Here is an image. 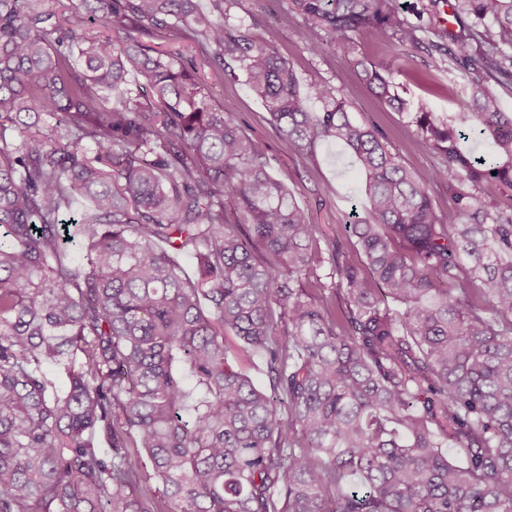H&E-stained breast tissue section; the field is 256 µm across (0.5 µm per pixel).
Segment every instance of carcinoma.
<instances>
[{"label":"carcinoma","instance_id":"1","mask_svg":"<svg viewBox=\"0 0 512 512\" xmlns=\"http://www.w3.org/2000/svg\"><path fill=\"white\" fill-rule=\"evenodd\" d=\"M449 6L434 64L460 71L468 128L356 62L442 155L439 213L334 86L309 109L224 0H0V512H512V0ZM289 8L314 49L421 41L400 0ZM199 59L239 64L285 148L353 154L370 204L341 225L353 250L213 103ZM228 332L270 390L229 361Z\"/></svg>","mask_w":512,"mask_h":512}]
</instances>
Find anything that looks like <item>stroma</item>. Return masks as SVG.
Instances as JSON below:
<instances>
[{
    "label": "stroma",
    "instance_id": "35a3bbf8",
    "mask_svg": "<svg viewBox=\"0 0 512 512\" xmlns=\"http://www.w3.org/2000/svg\"><path fill=\"white\" fill-rule=\"evenodd\" d=\"M227 17L251 38L275 45L294 64L304 87L321 82L335 86L352 116L380 127L400 161L418 181L429 185L437 209L447 208V186L432 181L434 170L443 162L440 154L408 126L405 114L372 93L354 64L334 46L312 49L303 37L306 23L290 12L288 0H229ZM357 42L369 61L390 69L399 95L412 104L439 116L466 111L465 95L450 82L447 68L434 66L428 42L404 45L380 40L373 32L360 34ZM199 77L210 88L214 103L250 137L266 145L275 176L307 209L312 223L320 225L328 237L338 238L342 248H351V239L337 236L336 227L352 215L366 218L369 209L351 155L327 142L319 143L310 156L284 150L279 132L269 122L262 101L248 89L242 70L219 74L205 67Z\"/></svg>",
    "mask_w": 512,
    "mask_h": 512
}]
</instances>
